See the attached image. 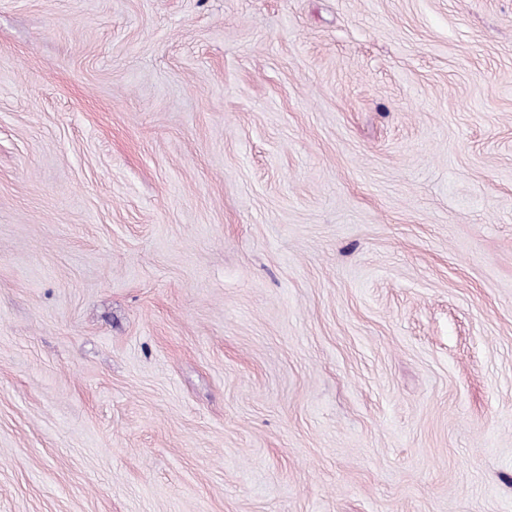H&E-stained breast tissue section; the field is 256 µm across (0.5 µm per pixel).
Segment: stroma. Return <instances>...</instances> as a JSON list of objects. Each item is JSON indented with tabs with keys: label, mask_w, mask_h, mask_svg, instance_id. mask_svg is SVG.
Segmentation results:
<instances>
[{
	"label": "stroma",
	"mask_w": 512,
	"mask_h": 512,
	"mask_svg": "<svg viewBox=\"0 0 512 512\" xmlns=\"http://www.w3.org/2000/svg\"><path fill=\"white\" fill-rule=\"evenodd\" d=\"M0 512H512V0H0Z\"/></svg>",
	"instance_id": "stroma-1"
}]
</instances>
